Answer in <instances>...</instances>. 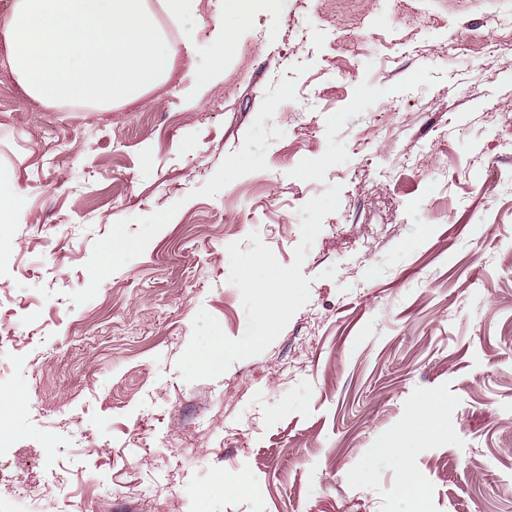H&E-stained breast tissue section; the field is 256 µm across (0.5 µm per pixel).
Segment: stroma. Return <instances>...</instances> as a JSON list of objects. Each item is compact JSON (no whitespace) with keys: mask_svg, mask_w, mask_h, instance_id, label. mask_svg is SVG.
<instances>
[{"mask_svg":"<svg viewBox=\"0 0 512 512\" xmlns=\"http://www.w3.org/2000/svg\"><path fill=\"white\" fill-rule=\"evenodd\" d=\"M218 2L167 26L193 37L178 76L110 112L28 98L0 42L28 213L0 243V457L84 512H414L408 475L426 512H512V0H249L243 26ZM331 184L309 302L184 381L199 309L246 330L228 245L290 265Z\"/></svg>","mask_w":512,"mask_h":512,"instance_id":"1","label":"stroma"}]
</instances>
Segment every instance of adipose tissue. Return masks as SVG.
<instances>
[{"instance_id":"1","label":"adipose tissue","mask_w":512,"mask_h":512,"mask_svg":"<svg viewBox=\"0 0 512 512\" xmlns=\"http://www.w3.org/2000/svg\"><path fill=\"white\" fill-rule=\"evenodd\" d=\"M198 2L13 0L0 18L6 64L32 100L109 112L171 79L179 50L156 14L182 21Z\"/></svg>"}]
</instances>
